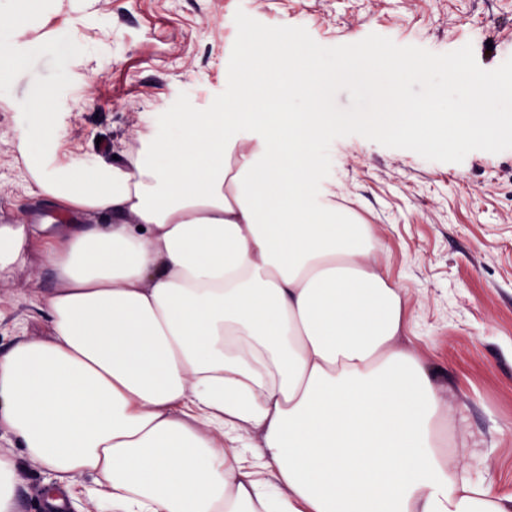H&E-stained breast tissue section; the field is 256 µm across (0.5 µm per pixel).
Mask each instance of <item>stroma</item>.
Wrapping results in <instances>:
<instances>
[{
    "mask_svg": "<svg viewBox=\"0 0 512 512\" xmlns=\"http://www.w3.org/2000/svg\"><path fill=\"white\" fill-rule=\"evenodd\" d=\"M62 2L54 53L14 40L22 60L0 87V224H35L50 212L16 152L25 116L13 103L32 90L56 91L60 161L109 162L157 105L201 109L223 97L244 23H301L325 47L372 33L436 54L469 44L486 70L512 43V0H94L85 13ZM329 153L339 204L373 225L376 261L410 292L412 347L451 391L453 464L512 496V149L447 163L350 135ZM54 285L35 258L0 278L1 352L18 327L44 334L47 314L32 292ZM17 463L19 512H44L52 476L27 458Z\"/></svg>",
    "mask_w": 512,
    "mask_h": 512,
    "instance_id": "1",
    "label": "stroma"
}]
</instances>
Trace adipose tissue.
Masks as SVG:
<instances>
[{
  "mask_svg": "<svg viewBox=\"0 0 512 512\" xmlns=\"http://www.w3.org/2000/svg\"><path fill=\"white\" fill-rule=\"evenodd\" d=\"M0 0L20 35L49 22ZM260 69L229 72L205 111L162 106L123 160L63 163L51 92L17 107L26 179L63 224H0V277L31 257L55 276L44 335L0 354V440L104 512H512L452 465L448 393L414 351L409 291L370 258L371 225L311 177L336 122L288 27L242 25ZM347 77L390 85V130L493 140L472 102L408 115L430 63L357 46ZM78 476L86 485H74Z\"/></svg>",
  "mask_w": 512,
  "mask_h": 512,
  "instance_id": "1",
  "label": "adipose tissue"
}]
</instances>
